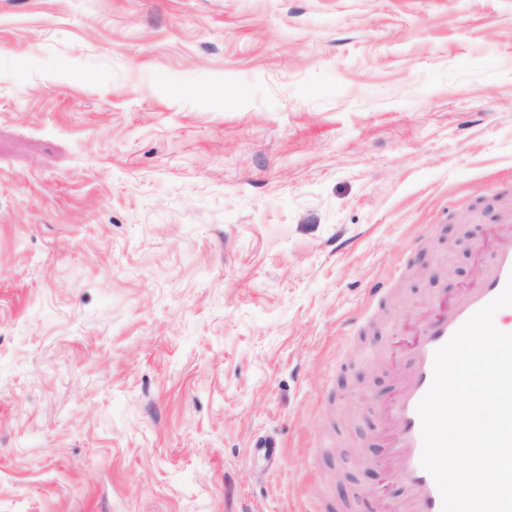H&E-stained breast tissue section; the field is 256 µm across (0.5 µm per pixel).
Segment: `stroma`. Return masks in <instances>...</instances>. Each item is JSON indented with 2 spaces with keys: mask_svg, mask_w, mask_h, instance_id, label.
<instances>
[{
  "mask_svg": "<svg viewBox=\"0 0 512 512\" xmlns=\"http://www.w3.org/2000/svg\"><path fill=\"white\" fill-rule=\"evenodd\" d=\"M505 206L512 0H0V512H375Z\"/></svg>",
  "mask_w": 512,
  "mask_h": 512,
  "instance_id": "stroma-1",
  "label": "stroma"
}]
</instances>
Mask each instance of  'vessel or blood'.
Segmentation results:
<instances>
[{
  "label": "vessel or blood",
  "instance_id": "b4317fda",
  "mask_svg": "<svg viewBox=\"0 0 512 512\" xmlns=\"http://www.w3.org/2000/svg\"><path fill=\"white\" fill-rule=\"evenodd\" d=\"M495 249L485 266L478 268L474 285L446 311L421 315L417 340L407 362L399 395L394 403L381 406L379 415L393 431L401 480L410 494L400 512H442L439 488L422 464V426L417 407L433 379L434 355L477 310L504 289L512 278V210L502 211Z\"/></svg>",
  "mask_w": 512,
  "mask_h": 512
}]
</instances>
